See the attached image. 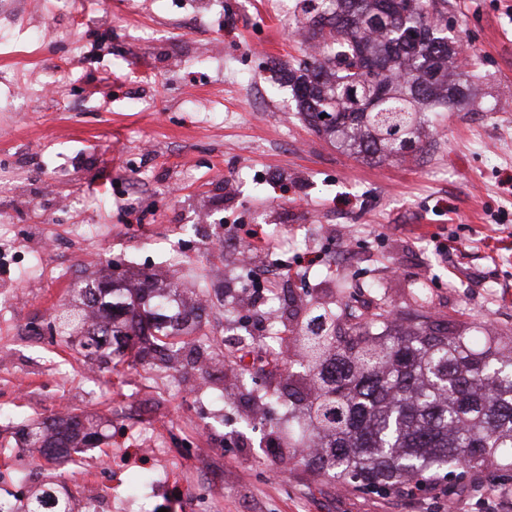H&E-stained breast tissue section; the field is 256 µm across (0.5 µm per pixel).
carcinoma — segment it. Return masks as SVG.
Segmentation results:
<instances>
[{
	"label": "carcinoma",
	"mask_w": 512,
	"mask_h": 512,
	"mask_svg": "<svg viewBox=\"0 0 512 512\" xmlns=\"http://www.w3.org/2000/svg\"><path fill=\"white\" fill-rule=\"evenodd\" d=\"M448 0H296L302 36L313 45L311 62L292 60L288 83L297 110L316 132L333 136L364 160L402 159L429 152L427 113L438 107L489 112L480 76L458 61L454 38L433 27L429 15L446 14ZM372 68L360 69L356 53ZM81 305L61 317L63 337L82 336L108 364L112 341L129 329L146 347L166 348L180 334V317L167 296L86 284ZM155 309L144 322L137 307ZM335 313L309 309L291 329L294 341L322 347L297 360L316 423L292 448H318L300 462L338 480L388 491L413 482L453 480L465 462L476 473L488 466L512 471V340L495 332L483 349L456 320H424L416 330L384 337L363 324L338 331ZM57 422L26 426L23 445L48 461L67 459L71 446ZM69 489L52 480L19 497L0 486V512H75Z\"/></svg>",
	"instance_id": "1"
}]
</instances>
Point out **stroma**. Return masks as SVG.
Segmentation results:
<instances>
[{"label": "stroma", "mask_w": 512, "mask_h": 512, "mask_svg": "<svg viewBox=\"0 0 512 512\" xmlns=\"http://www.w3.org/2000/svg\"><path fill=\"white\" fill-rule=\"evenodd\" d=\"M448 33L478 63L491 112L440 109L423 160L366 161L340 152L294 110L272 61L300 55L293 12L278 0H0V470L44 465L74 496L97 481L112 512H143L126 450L135 410L164 417L154 467L196 512H512V477L494 467L449 495L383 494L297 464L274 447L289 402L305 398L282 361L247 375L224 339V300H249L238 269L207 240L225 225L279 242L293 325L372 293L393 324L466 310L471 335L512 336V0H448ZM86 225L93 249L73 239ZM318 262L302 263L306 251ZM185 284L208 295L203 340L212 366L177 361L164 385L126 362L104 367L55 318L74 291L107 274ZM104 439L82 466L43 464L19 447L17 422L58 406Z\"/></svg>", "instance_id": "35a3bbf8"}]
</instances>
